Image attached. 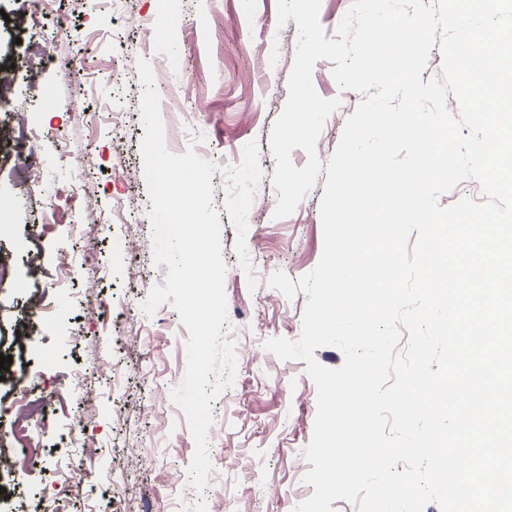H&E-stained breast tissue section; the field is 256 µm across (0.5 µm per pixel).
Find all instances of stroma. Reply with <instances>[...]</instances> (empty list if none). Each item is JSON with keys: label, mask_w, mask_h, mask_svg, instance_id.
I'll return each instance as SVG.
<instances>
[{"label": "stroma", "mask_w": 512, "mask_h": 512, "mask_svg": "<svg viewBox=\"0 0 512 512\" xmlns=\"http://www.w3.org/2000/svg\"><path fill=\"white\" fill-rule=\"evenodd\" d=\"M68 24L53 43L56 63H39L38 30L0 0V65H14L12 89L0 99V164L11 165L10 142L19 129L47 138L40 187L0 175V354L12 362L0 377V425L10 422L11 388L37 381L57 410L41 443L38 472L0 476V512H53L58 497L73 498V512H185L198 500L189 466L195 441L182 410L171 398L183 380L189 333L170 303L145 314L140 304L165 282L167 265L154 261L152 203L144 177L145 130L138 63L153 75L194 84L191 105L171 100L163 116L165 142L176 154L194 147L220 170L211 178L213 206L222 226L227 339L234 341V382L212 404L209 430L212 472L207 492H222L224 512H294L314 488L303 450L311 440L317 390L305 362L281 360L265 349L268 339H298L307 303L304 293L287 298L269 286L278 271L291 279L309 273L322 248L320 206L325 176H318L295 211L274 218L276 162L273 125L288 97L298 44L295 20L277 24V0H62ZM333 64L317 61L312 81L325 99L341 104L326 120L316 144L321 162L334 154L347 119L363 100L340 90ZM259 144L262 177L248 213L250 269L235 250L237 231L224 208L223 168L240 164L244 146ZM64 167L84 169L99 213H127L123 224L104 225L94 248L105 276L96 291L98 310L85 307L80 279H53L61 247L79 229L55 224L32 250V225L53 204L52 175ZM46 286L56 302L39 333L18 339L27 326L25 299L33 284ZM139 335H132V328ZM85 386L74 385L75 369ZM91 415L85 424L77 417ZM84 426L97 441L94 460L81 457L68 438ZM97 486L76 493L79 478Z\"/></svg>", "instance_id": "obj_1"}]
</instances>
